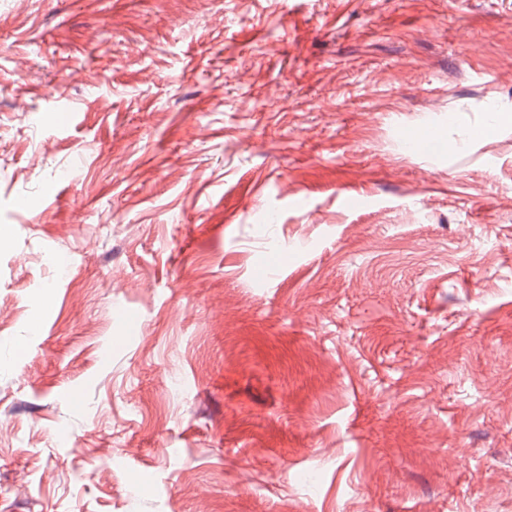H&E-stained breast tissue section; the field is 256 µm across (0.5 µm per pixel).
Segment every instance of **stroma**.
<instances>
[{
  "mask_svg": "<svg viewBox=\"0 0 512 512\" xmlns=\"http://www.w3.org/2000/svg\"><path fill=\"white\" fill-rule=\"evenodd\" d=\"M494 112L512 0H0V512H512Z\"/></svg>",
  "mask_w": 512,
  "mask_h": 512,
  "instance_id": "stroma-1",
  "label": "stroma"
}]
</instances>
